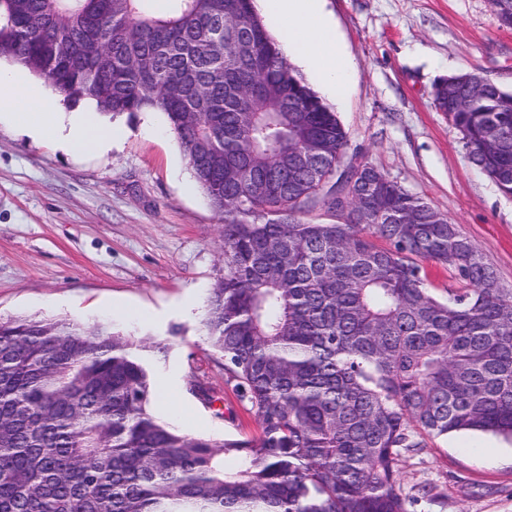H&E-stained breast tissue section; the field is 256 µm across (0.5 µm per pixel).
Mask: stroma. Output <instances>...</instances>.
Wrapping results in <instances>:
<instances>
[{
    "label": "stroma",
    "instance_id": "stroma-1",
    "mask_svg": "<svg viewBox=\"0 0 512 512\" xmlns=\"http://www.w3.org/2000/svg\"><path fill=\"white\" fill-rule=\"evenodd\" d=\"M350 62L334 104L345 157L365 160L425 199L512 286V196L471 164L433 103L442 77L476 70L512 91V29L492 0H325ZM124 139L74 155L0 122V320L110 324L167 346L146 353L153 378L177 373L185 434L246 439L257 421L204 341L203 314L222 268L220 219L176 137L120 115ZM214 393L206 404L204 392ZM410 512H512V440L429 437L400 463ZM432 492L420 496L418 487Z\"/></svg>",
    "mask_w": 512,
    "mask_h": 512
}]
</instances>
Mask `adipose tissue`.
<instances>
[{"instance_id": "1", "label": "adipose tissue", "mask_w": 512, "mask_h": 512, "mask_svg": "<svg viewBox=\"0 0 512 512\" xmlns=\"http://www.w3.org/2000/svg\"><path fill=\"white\" fill-rule=\"evenodd\" d=\"M258 9L274 14L297 62L315 72L333 97H341L349 78L348 62L331 36L322 0H256ZM21 124L34 137L49 138L66 150L108 148L122 134L121 127L99 114L95 102L66 111L46 85H33L16 72L0 67V118Z\"/></svg>"}]
</instances>
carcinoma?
Returning a JSON list of instances; mask_svg holds the SVG:
<instances>
[{"mask_svg":"<svg viewBox=\"0 0 512 512\" xmlns=\"http://www.w3.org/2000/svg\"><path fill=\"white\" fill-rule=\"evenodd\" d=\"M2 58L106 114H166L224 217L205 337L259 433L159 422L145 339L1 320L0 512H409L398 462L424 438L512 437V288L423 198L342 164L337 113L253 0H0ZM480 76L434 103L512 195V92ZM426 263L465 287L436 296Z\"/></svg>","mask_w":512,"mask_h":512,"instance_id":"1","label":"carcinoma"}]
</instances>
